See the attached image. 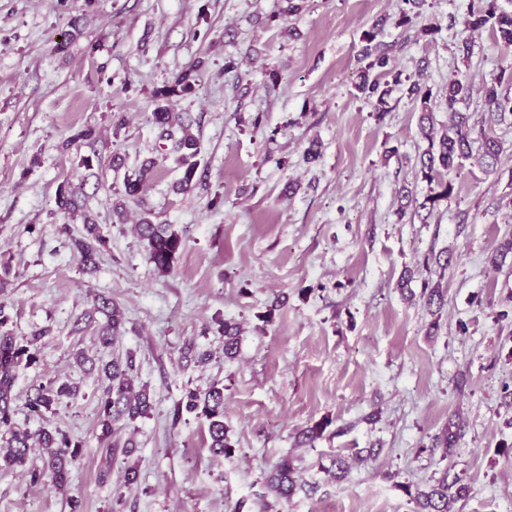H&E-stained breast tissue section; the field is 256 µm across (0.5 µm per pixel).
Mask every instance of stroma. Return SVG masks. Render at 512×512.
I'll list each match as a JSON object with an SVG mask.
<instances>
[{
	"instance_id": "obj_1",
	"label": "stroma",
	"mask_w": 512,
	"mask_h": 512,
	"mask_svg": "<svg viewBox=\"0 0 512 512\" xmlns=\"http://www.w3.org/2000/svg\"><path fill=\"white\" fill-rule=\"evenodd\" d=\"M469 3L423 0L404 27L405 0H298L291 15L286 0H0V266L10 267L0 301L14 335L44 333L38 364L15 382L14 420L83 443L61 489L0 459V512H70L73 497L82 512H418L412 490L446 476L469 488L455 512H512V253L490 261L512 238V124L490 128L504 147L497 172L465 162L454 196L424 218L400 195L429 193L417 176L428 146L419 104L396 90L380 117L356 89L373 29L377 52L431 90L434 122L447 124L449 80L477 86L512 62L490 29L465 33ZM230 56L240 66L229 72ZM192 65L194 93L170 107L201 153L194 187L177 193L181 172L151 114L157 91ZM86 128L93 142L63 149ZM313 142L321 155L308 163ZM147 158L156 176L117 218L123 179ZM64 183L82 188L109 239L95 271L71 243L81 222L58 209ZM148 210L184 234L165 276L133 230ZM427 282L441 285L442 304H427ZM100 296L125 321L103 351ZM218 318L241 329L234 359ZM80 350L136 356L153 407L120 433L136 444L131 457L104 459ZM195 351L210 361L195 363ZM57 377L79 396L29 416L28 398ZM214 384L228 456L209 451L203 420L173 417L188 390ZM286 455L300 487L280 500L265 478Z\"/></svg>"
}]
</instances>
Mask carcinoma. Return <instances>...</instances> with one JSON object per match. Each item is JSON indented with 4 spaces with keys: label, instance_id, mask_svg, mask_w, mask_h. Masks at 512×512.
<instances>
[{
    "label": "carcinoma",
    "instance_id": "carcinoma-1",
    "mask_svg": "<svg viewBox=\"0 0 512 512\" xmlns=\"http://www.w3.org/2000/svg\"><path fill=\"white\" fill-rule=\"evenodd\" d=\"M464 25L468 29L479 30L489 27L503 45L512 46V13L499 10L496 0H477L470 6ZM377 33L366 31L362 36L365 42L361 53L366 65L357 86L364 98L374 104L376 111L386 112L387 97L393 89L400 88L413 101L420 103V128L423 138L428 142L420 158L419 173L421 179L432 185L431 194L415 206V210L433 211L436 204L449 199L454 192L453 179H445L458 171L463 161L473 159L489 171L497 170L503 153V145L492 137H473L476 122L473 114L459 112L457 104L470 97L471 88L459 79L448 82L446 101L451 119L448 126L441 130L434 128L429 106V94L422 91L420 84L402 78V72L389 67V58L377 54L371 43ZM195 67L182 70L172 85L156 94L158 104L152 112V122L160 132V138L172 142L171 153L176 155L181 177L176 183L180 193L189 191L194 183L198 169L197 156L200 153V140L191 131V124L173 116L167 102L173 96L189 95L195 91ZM482 105L489 119L503 122L512 117V63L500 66L489 81L482 87ZM155 162L145 161L132 175L124 178V198L135 199L143 185L154 177ZM59 210L71 218L82 219L83 235L72 240L73 248L80 257L85 269H93L98 256L107 248L108 238L103 228L96 222L86 208L82 196L70 186L61 185L57 192ZM139 238L145 243L148 260L159 272L170 271L184 248L182 233L173 224H157L152 212L143 213L136 225ZM93 312L106 317L98 336L99 346L103 349L115 346L119 341L123 317L119 308L108 298L95 300ZM11 316L7 304L0 302V437L4 439L7 464L25 467L33 445L42 449V465L30 471L31 482L37 484L47 478L58 488L66 485L70 467L78 460L82 445L60 431L40 429L34 433L15 426V395L13 389L18 373L38 362L37 342L43 332L32 336L18 337L8 329ZM216 333L224 339V357L236 356L239 341V326L222 318L216 319ZM76 363L80 366L90 364L89 371L96 372L101 392L97 398V426L99 439L107 442L103 448L105 455L121 453L128 456L134 452L135 444L121 441L118 433L140 418H145L152 409V400L146 387L134 385L137 367L135 356L128 352L117 355L108 361L76 353ZM80 387L68 381L49 380L39 387L27 402L29 415L41 417L53 406L65 399L78 396ZM193 414L207 422L209 448L215 456H224L232 451V445L224 427V388L215 385L205 390L193 389L186 393L177 404L174 417ZM266 488L278 499L291 498L298 489L296 468L293 459L285 456L266 478ZM468 495V487L459 484V480L448 481L444 477L430 489L417 490L414 500L421 512H451L453 505Z\"/></svg>",
    "mask_w": 512,
    "mask_h": 512
}]
</instances>
